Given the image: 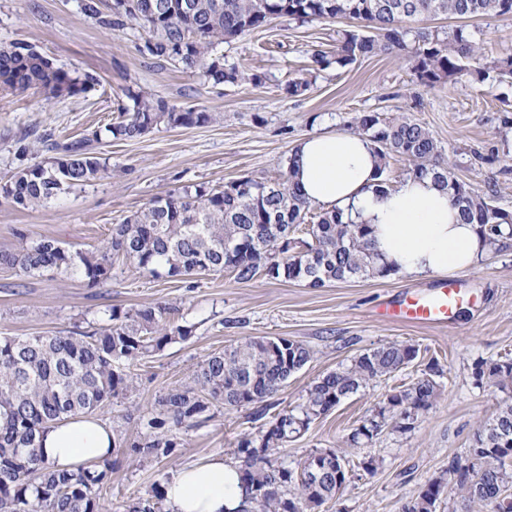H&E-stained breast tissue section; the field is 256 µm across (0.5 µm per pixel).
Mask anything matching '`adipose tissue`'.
<instances>
[{"instance_id":"ef3b65f1","label":"adipose tissue","mask_w":512,"mask_h":512,"mask_svg":"<svg viewBox=\"0 0 512 512\" xmlns=\"http://www.w3.org/2000/svg\"><path fill=\"white\" fill-rule=\"evenodd\" d=\"M291 155L293 179L306 200L370 225L377 259L394 275L466 272L491 250L477 225L460 222L447 190L431 178L412 176L388 194L376 193L379 159L362 135L316 133L300 140ZM40 444L50 462L74 470L111 457L115 439L100 420L76 418L44 429ZM165 497L169 512H240L245 490L237 464L217 455L182 469Z\"/></svg>"}]
</instances>
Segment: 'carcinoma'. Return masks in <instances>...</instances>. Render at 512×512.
<instances>
[{"instance_id":"obj_1","label":"carcinoma","mask_w":512,"mask_h":512,"mask_svg":"<svg viewBox=\"0 0 512 512\" xmlns=\"http://www.w3.org/2000/svg\"><path fill=\"white\" fill-rule=\"evenodd\" d=\"M81 12L102 26L148 30L144 51L183 70H200L214 85L250 80L225 66L217 47L279 17L301 21L356 20L362 29L342 32L336 49L312 50L320 69L345 68L379 54L405 55L417 81L427 87L456 82L470 72L512 77V54L493 57L472 71L467 63L484 58L465 25L439 32L424 22L446 15L466 20L512 16V0H79ZM90 74L75 75L56 66L34 45L13 42L0 48V86L43 90L49 99H67L92 89ZM114 121L80 139L55 146L45 164L22 168L0 184V195L18 209L34 210L72 189L110 176L98 146L107 139H135L160 127L203 126L210 112L178 110L145 91L128 93ZM356 133L374 145L381 165L376 191L394 190L386 175L393 155L412 161L409 174L431 176L448 189L463 224H476L491 242L512 239V212L496 204L495 191L480 193L459 179L445 162L430 131L406 117L361 112ZM121 257L156 278H176L229 270L239 282L257 276L310 288L351 279H383L390 270L372 251L367 224L344 219L341 211L311 212L291 181V167L277 180L244 176L220 188L184 186L112 225L110 239L95 251H72L51 238L21 242L0 252V264L25 276L63 273L80 276L91 287L112 279ZM105 323L66 334L0 337V512H104L100 493L112 467L109 459L78 471L47 462L38 439L45 427L92 416L107 402L125 396L134 384L131 366L167 345L187 340L192 327L166 321L162 308L112 306ZM413 344L389 342L357 355L351 363L314 381L303 401L275 413L259 438L238 441L240 479L253 496L251 512H320L336 499L349 477L377 472L378 461H354L332 448L316 449L288 465L270 450L305 433L344 399L373 382L389 378L418 356ZM313 357L305 344L284 337H253L210 354L198 367L194 385L169 390L158 412L139 417L140 433L130 443L138 457L172 454L185 431L208 421L215 401L226 407L258 406L262 418L271 402ZM438 365L395 388L347 436L348 447L370 445L388 431L412 432L439 396ZM473 377L508 393L512 358L481 360ZM316 471L319 479L305 481ZM459 496L478 512H512V397L502 400L491 421L474 435L465 459L429 479L401 505V512H435L443 494ZM164 486H154L129 512H168Z\"/></svg>"}]
</instances>
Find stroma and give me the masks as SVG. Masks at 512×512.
I'll return each instance as SVG.
<instances>
[{"mask_svg": "<svg viewBox=\"0 0 512 512\" xmlns=\"http://www.w3.org/2000/svg\"><path fill=\"white\" fill-rule=\"evenodd\" d=\"M467 25L486 55L512 53V17H483ZM348 20L299 22L286 17L218 46L225 64L247 75L231 85L208 83L201 71H183L142 51L144 30L102 27L84 16L78 0H0V46L15 41L35 45L54 63L97 78L85 95L50 100L36 88L0 87V181L17 168L48 161L41 142L82 137L111 122L127 90H143L181 110L211 112L213 122L197 127H158L137 140H112L101 153L112 175L95 185L60 195L46 206L19 210L0 196V251L21 240L56 239L74 250L102 247L112 227L155 197L183 186L216 188L239 177L278 178L295 143L309 134L349 130L363 111L387 117L406 115L435 137L456 175L480 189L494 188L500 207L512 211V134L501 133L505 111H512V80L479 82L467 77L426 87L395 54L367 57L343 69L317 70L311 52L331 49ZM312 74L302 95L285 87ZM466 296L463 313L443 325L402 323L382 316L380 305L408 293H427L441 276L411 279H353L308 288L262 277L237 282L232 274L208 273L179 279L155 278L135 264L115 263L111 281L91 287L62 274L25 276L0 265V336L65 333L99 323L110 305L162 307L167 320L192 327L191 337L167 345L135 366L133 390L110 401L96 417L115 435H137L140 414L155 409L171 388L189 382L208 355L256 336H284L309 346L311 361L275 396L277 408L296 405L310 384L348 365L364 350L388 342L411 343L419 355L395 376L370 384L316 420L300 438L272 456L293 464L316 448H344L351 430L394 387L424 373L430 360L443 369L441 395L407 434L385 433L374 445L349 451L375 457L374 475L352 477L331 512H399L449 461L465 456L480 424L492 418L504 394L476 386L475 363L512 356V247L488 255L468 272L454 275ZM209 420L186 432L167 457L138 459L116 448L112 471L102 490L106 512H126L157 483H167L187 465L215 455L237 462V441L258 436L261 424L251 407L233 410L211 404Z\"/></svg>", "mask_w": 512, "mask_h": 512, "instance_id": "stroma-1", "label": "stroma"}]
</instances>
